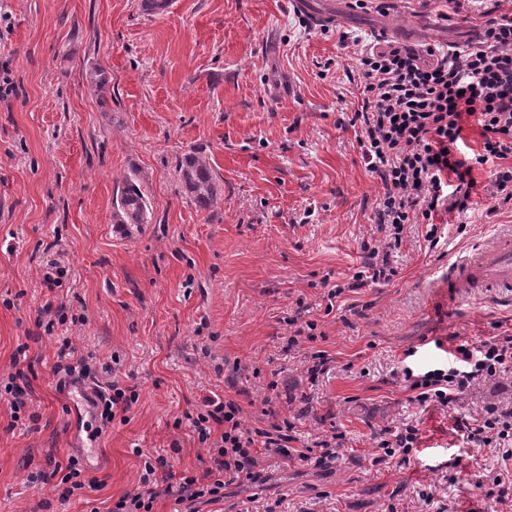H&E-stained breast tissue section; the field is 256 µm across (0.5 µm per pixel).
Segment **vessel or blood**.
<instances>
[{"label":"vessel or blood","mask_w":512,"mask_h":512,"mask_svg":"<svg viewBox=\"0 0 512 512\" xmlns=\"http://www.w3.org/2000/svg\"><path fill=\"white\" fill-rule=\"evenodd\" d=\"M434 287L461 297L463 290L480 288L488 301H512V227L502 228L489 241L450 261L437 272Z\"/></svg>","instance_id":"1"}]
</instances>
